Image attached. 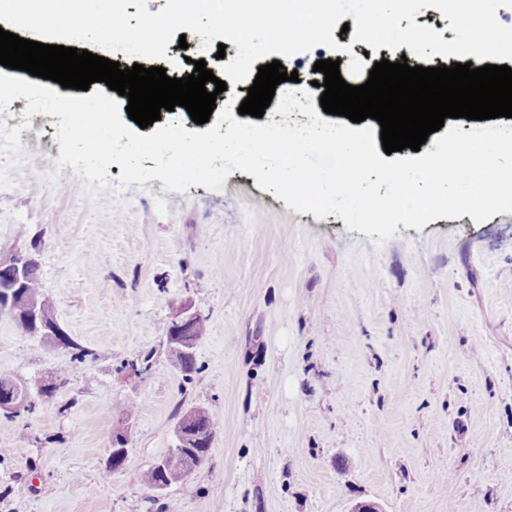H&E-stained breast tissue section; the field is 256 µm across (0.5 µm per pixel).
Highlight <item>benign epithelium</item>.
<instances>
[{
	"label": "benign epithelium",
	"instance_id": "1",
	"mask_svg": "<svg viewBox=\"0 0 512 512\" xmlns=\"http://www.w3.org/2000/svg\"><path fill=\"white\" fill-rule=\"evenodd\" d=\"M31 271H33L32 259L26 255H14L7 263L0 261V304H5L8 309L20 307L26 310L35 322L41 325L44 333L50 336L65 335L56 320L49 321L46 319L41 310L40 298L28 291H22L21 285ZM200 318V313L191 310L188 306L181 308L175 314L171 324L175 336L167 338L171 356L195 354L197 343L186 338L185 334L190 332L195 322ZM29 402H31L30 389L20 386L11 397L0 398V411L11 415L23 410ZM193 422L194 418L187 417L183 428L175 433V452L178 453L180 449L190 447V443L199 439V435L191 433Z\"/></svg>",
	"mask_w": 512,
	"mask_h": 512
}]
</instances>
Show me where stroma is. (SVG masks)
<instances>
[{
    "label": "stroma",
    "instance_id": "1",
    "mask_svg": "<svg viewBox=\"0 0 512 512\" xmlns=\"http://www.w3.org/2000/svg\"><path fill=\"white\" fill-rule=\"evenodd\" d=\"M201 44L171 40L160 67L219 70ZM57 122L0 113L23 147L0 243L37 252L58 323L90 355L0 314V377L66 378L36 413L0 414V512H512V213L401 225L379 245L238 170L173 192L118 187L114 163L109 189L71 193ZM186 305L207 320L188 382L166 343ZM196 406L224 424L204 464L142 485Z\"/></svg>",
    "mask_w": 512,
    "mask_h": 512
}]
</instances>
